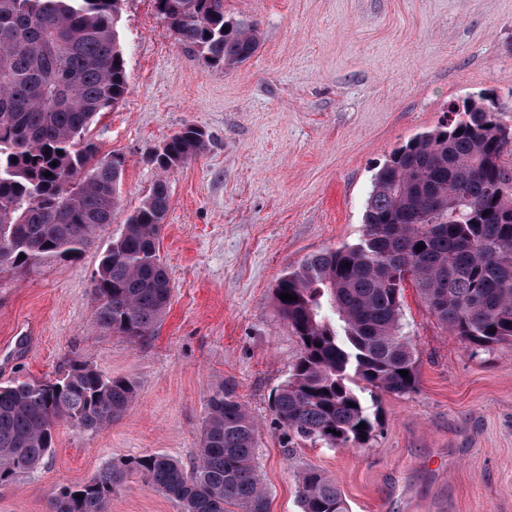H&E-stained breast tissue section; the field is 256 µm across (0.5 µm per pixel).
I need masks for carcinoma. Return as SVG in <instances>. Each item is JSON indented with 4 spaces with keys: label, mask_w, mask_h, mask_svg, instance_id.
I'll use <instances>...</instances> for the list:
<instances>
[{
    "label": "carcinoma",
    "mask_w": 512,
    "mask_h": 512,
    "mask_svg": "<svg viewBox=\"0 0 512 512\" xmlns=\"http://www.w3.org/2000/svg\"><path fill=\"white\" fill-rule=\"evenodd\" d=\"M121 2L0 0V252L8 256L1 274L76 261L112 224L125 161L98 157L85 134L127 93L115 22ZM154 5L166 30L213 68L229 69L258 48L257 25L227 18L224 0ZM500 129L483 100L450 103L439 126L394 149L378 168L359 242L312 254L279 278L274 302L300 353L273 408L295 437L362 448L380 420L359 391L415 388L416 350L402 324L408 284L459 339L481 349L512 342V165ZM206 148L205 132L187 125L147 160L164 175ZM169 206L160 177L103 252L90 283L98 328L140 339L163 321L172 287L159 237ZM282 293L295 300H281ZM136 395L133 381L85 364L55 381L1 384L0 484L41 465L59 424L100 430ZM257 448V424L226 379L206 403L191 472L165 454L136 457L60 488L50 509L105 512L136 472L182 512H269ZM296 481L300 512H349L323 470L305 468Z\"/></svg>",
    "instance_id": "1"
}]
</instances>
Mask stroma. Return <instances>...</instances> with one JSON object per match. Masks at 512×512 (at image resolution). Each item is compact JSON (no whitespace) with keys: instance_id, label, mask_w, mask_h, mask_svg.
<instances>
[{"instance_id":"stroma-1","label":"stroma","mask_w":512,"mask_h":512,"mask_svg":"<svg viewBox=\"0 0 512 512\" xmlns=\"http://www.w3.org/2000/svg\"><path fill=\"white\" fill-rule=\"evenodd\" d=\"M224 12L259 32L256 53L228 70L175 40L153 0H124L128 91L87 132L125 160L122 206L79 260L0 274V383L85 362L138 386L105 429L59 425L42 464L0 485V512H49L59 488L134 457L192 469L206 402L226 379L259 425L270 512H300L296 474L310 466L336 478L349 512H512V345L456 339L413 287L402 317L418 385L375 393L368 445L286 440L272 410L300 352L273 299L283 272L359 240L378 165L451 101L486 97L512 126V0H224ZM187 125L209 142L167 176L168 312L141 339L101 330L90 280L157 177L148 152ZM107 512L181 508L133 473Z\"/></svg>"}]
</instances>
